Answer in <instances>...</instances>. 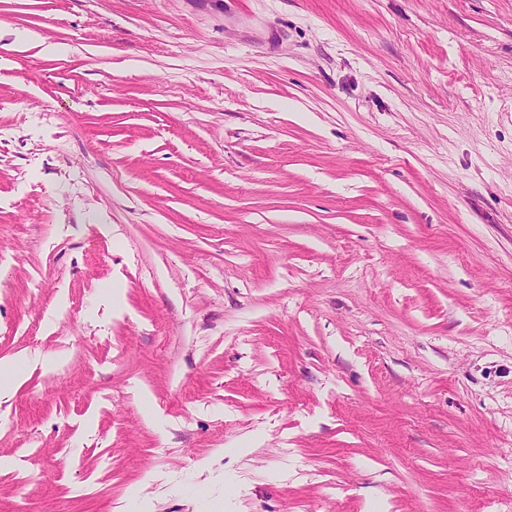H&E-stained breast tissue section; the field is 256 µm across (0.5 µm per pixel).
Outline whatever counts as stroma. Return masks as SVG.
<instances>
[{
	"mask_svg": "<svg viewBox=\"0 0 512 512\" xmlns=\"http://www.w3.org/2000/svg\"><path fill=\"white\" fill-rule=\"evenodd\" d=\"M1 28L0 512H512V0ZM23 361H28L25 355H19L7 360L0 361V375L7 377V381L0 385V399H3L11 394L12 387L22 380L25 371L21 368Z\"/></svg>",
	"mask_w": 512,
	"mask_h": 512,
	"instance_id": "stroma-1",
	"label": "stroma"
}]
</instances>
